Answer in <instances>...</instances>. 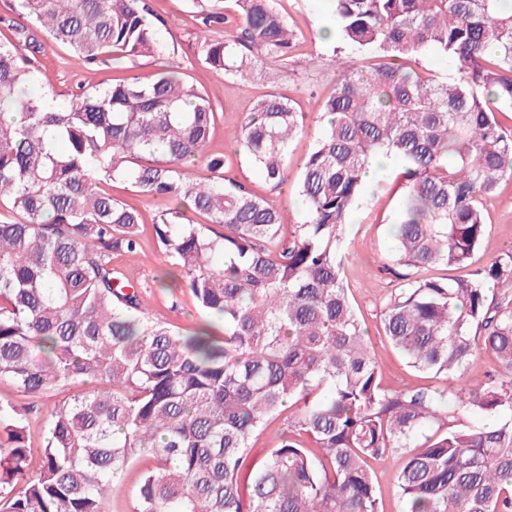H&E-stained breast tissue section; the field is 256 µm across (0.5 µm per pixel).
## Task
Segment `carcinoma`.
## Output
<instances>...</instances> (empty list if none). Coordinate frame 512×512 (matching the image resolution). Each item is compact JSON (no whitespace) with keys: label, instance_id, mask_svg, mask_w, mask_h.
Segmentation results:
<instances>
[{"label":"carcinoma","instance_id":"obj_1","mask_svg":"<svg viewBox=\"0 0 512 512\" xmlns=\"http://www.w3.org/2000/svg\"><path fill=\"white\" fill-rule=\"evenodd\" d=\"M13 2L0 115L22 119L0 120V378L62 399L40 477L24 484L25 420L0 404V512H104L141 460L134 512H382L370 461L397 452L402 512H512V419L498 418L512 409V249L472 274H430L472 265L485 200L512 177V0H334L336 85L298 182L308 219L291 232L288 212L208 153L217 112L178 73L81 89L63 106L28 88L33 25L85 64L166 53L149 0ZM196 3L205 67L241 79L288 67L299 35L273 0H234L238 31L222 39L224 0ZM433 53L459 77L420 69ZM303 131L302 113L269 93L235 144L276 188ZM198 162L208 176L188 175ZM108 181L173 203L151 234L206 318L197 329L153 318L112 267L138 254L144 220ZM392 185L387 259L415 277L385 306L383 332L409 367L445 377L441 391L382 384L342 277L346 224ZM482 352L505 376L471 385ZM464 408L484 420L448 426ZM285 412L291 434L252 463L251 439Z\"/></svg>","mask_w":512,"mask_h":512}]
</instances>
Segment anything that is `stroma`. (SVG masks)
<instances>
[{"label":"stroma","instance_id":"35a3bbf8","mask_svg":"<svg viewBox=\"0 0 512 512\" xmlns=\"http://www.w3.org/2000/svg\"><path fill=\"white\" fill-rule=\"evenodd\" d=\"M288 22L303 38L288 69L267 66L246 79L225 77L223 73L202 66L196 58L198 35L196 9L192 0H152L151 8L161 20L157 27L159 40L168 48L166 56L123 58L86 65L72 57L64 46L45 45L34 59L32 79L50 85L57 101H65L75 90L102 89L113 80L135 76L152 80L164 65L178 66L180 72L197 87L207 92L218 113L208 150L228 156V175L247 184L273 206L287 210L294 224L307 219L306 207L297 193L301 165L323 129L316 110L317 99L329 96L335 86L333 63L334 40L321 39V30L334 26L333 0H275ZM268 93L289 98L297 111L303 112L305 130L298 134L289 149L288 179L279 188H271L257 175L244 156L234 152V135L255 99ZM397 200L394 192L368 199L353 213L347 226L348 249L343 277L349 287L353 307L368 331L383 372V383L389 388H442V378L423 375L407 367L404 360L388 344L381 325V311L395 288L409 275L407 267L387 259L389 225ZM487 232L477 256L484 265L502 251L512 247V178H504L496 195L485 204ZM113 266L129 282L151 295L153 315L172 321L183 329L195 328L197 314L189 294L171 299L159 287L164 270L163 258L151 235H144L141 251L135 259L113 258ZM0 402L11 404L26 415L29 468L26 479L38 477L46 444V414L53 407L50 398L35 399L20 392L10 379H0Z\"/></svg>","mask_w":512,"mask_h":512}]
</instances>
